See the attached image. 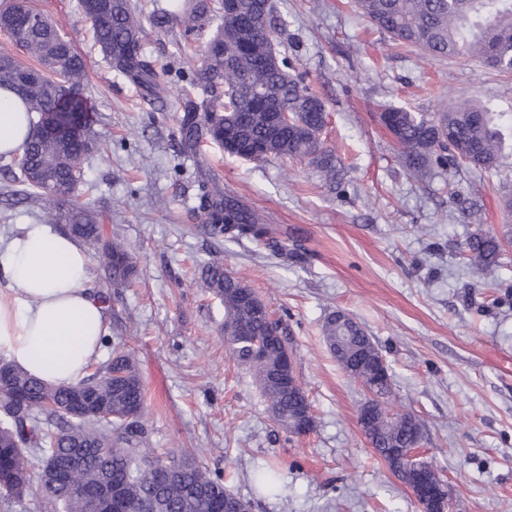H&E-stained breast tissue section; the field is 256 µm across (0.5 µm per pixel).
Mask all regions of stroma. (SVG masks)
<instances>
[{
	"mask_svg": "<svg viewBox=\"0 0 512 512\" xmlns=\"http://www.w3.org/2000/svg\"><path fill=\"white\" fill-rule=\"evenodd\" d=\"M85 58L81 91L101 146L84 165L78 202L103 216L106 237L134 256L125 288L110 292L112 335L144 383L148 445L191 454L250 501L251 512H419L410 490L376 456L357 423L361 385L336 363L323 324L337 311L365 328L392 374L390 412L425 423V457L448 484L454 512H512V167L417 180L397 161L377 112L392 104L439 112L458 99L512 110V77L460 59L426 60L396 47L350 0H272L288 22L283 44L322 98L323 137L336 147V180L303 161H242L204 142L185 154L180 132L203 35L150 30L145 50L167 67L160 103L109 69L77 0H31ZM224 187L280 225L295 258L213 239L198 227L202 179ZM18 187L0 160V235L39 222L36 201L12 204ZM482 204L484 226L503 241L500 266L474 276L460 248L475 225L461 207ZM237 274L280 318L312 404L314 429L296 437L270 417L252 375L224 347V307L197 285L203 264ZM274 468L277 494L257 492Z\"/></svg>",
	"mask_w": 512,
	"mask_h": 512,
	"instance_id": "stroma-1",
	"label": "stroma"
}]
</instances>
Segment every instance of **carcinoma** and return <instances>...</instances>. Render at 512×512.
<instances>
[{"instance_id":"carcinoma-1","label":"carcinoma","mask_w":512,"mask_h":512,"mask_svg":"<svg viewBox=\"0 0 512 512\" xmlns=\"http://www.w3.org/2000/svg\"><path fill=\"white\" fill-rule=\"evenodd\" d=\"M218 2L168 0L150 9L132 0H109L100 12L79 0L78 7L109 67L156 99L166 89L146 56L147 30L173 22L187 33L206 24L214 27L193 71L198 98L187 105L185 142L194 145L205 136L230 157L289 158L330 172L332 151L321 139L325 105L296 74L288 52L279 50L285 19L274 14L268 0H233L224 9ZM354 7L398 47L429 59L463 58L512 74V0H354ZM1 29L15 48L37 61L28 65L0 48V88L14 90L24 111L34 116L18 154L22 189L16 195L43 203V223L73 225L75 237L102 264L112 286H124L136 273L133 258L122 245L106 240L99 217L75 200L82 164L95 148L89 135L92 108L79 93L86 61L29 0H10L0 8ZM283 112L290 120L281 118ZM378 119L392 135L399 161L418 178L441 168L452 182L464 170L497 172L512 159V112L488 103L465 99L429 113L386 106ZM199 213L201 230L212 237L246 240L272 255L287 251L277 228L216 182L201 198ZM501 250V240L482 223L464 243L476 273L496 267ZM201 282L223 303L224 327L243 323L251 335L271 337L262 361L234 336L224 337V343L234 360L254 373L272 420L295 433L301 396L277 375L288 350L280 323L251 316L240 292L246 284L223 264H206ZM336 321L333 313L324 325L329 345L338 336H367L353 319L348 331ZM360 376L376 397H390L391 373L368 368ZM47 397L66 407L79 399L112 419L47 413L42 407ZM145 416V389L119 341L112 342L107 363L76 386L51 388L7 361L0 363V500L8 504L22 497L38 468L42 491L59 512H89L86 494L105 492L114 484L123 486L131 512H140L147 501L152 512H221L227 499L236 501L239 512H249L246 500L228 492L220 476L193 458H164L146 447ZM420 424L409 412L381 421L374 451L391 472H396L393 449ZM254 484L273 494L277 473L260 470Z\"/></svg>"}]
</instances>
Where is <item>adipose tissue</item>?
Returning a JSON list of instances; mask_svg holds the SVG:
<instances>
[{
  "mask_svg": "<svg viewBox=\"0 0 512 512\" xmlns=\"http://www.w3.org/2000/svg\"><path fill=\"white\" fill-rule=\"evenodd\" d=\"M29 130L18 96L0 89V157L18 153ZM82 245L49 224H23L0 247V350L51 385L85 378L103 349L106 314Z\"/></svg>",
  "mask_w": 512,
  "mask_h": 512,
  "instance_id": "adipose-tissue-1",
  "label": "adipose tissue"
}]
</instances>
